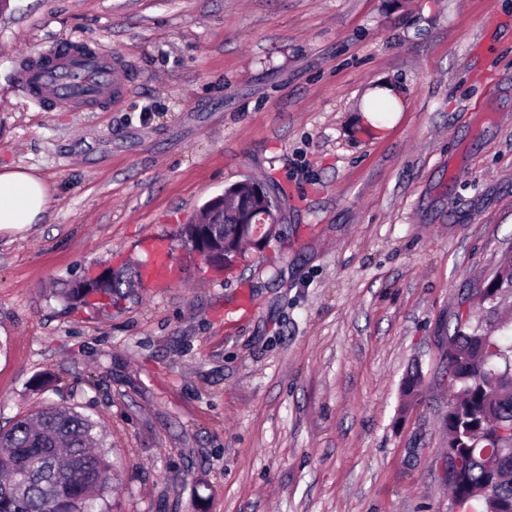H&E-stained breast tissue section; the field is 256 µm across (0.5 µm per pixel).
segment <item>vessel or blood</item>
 I'll return each mask as SVG.
<instances>
[{
  "label": "vessel or blood",
  "instance_id": "vessel-or-blood-1",
  "mask_svg": "<svg viewBox=\"0 0 512 512\" xmlns=\"http://www.w3.org/2000/svg\"><path fill=\"white\" fill-rule=\"evenodd\" d=\"M132 81L128 60L74 40L49 45L31 57L25 69L24 88L36 104L95 112L117 104ZM172 280L170 259L163 251H154L145 286L163 287Z\"/></svg>",
  "mask_w": 512,
  "mask_h": 512
}]
</instances>
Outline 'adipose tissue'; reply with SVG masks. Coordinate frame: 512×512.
Instances as JSON below:
<instances>
[{"instance_id":"obj_1","label":"adipose tissue","mask_w":512,"mask_h":512,"mask_svg":"<svg viewBox=\"0 0 512 512\" xmlns=\"http://www.w3.org/2000/svg\"><path fill=\"white\" fill-rule=\"evenodd\" d=\"M48 199L49 188L38 175L22 167L0 170V231L41 222Z\"/></svg>"}]
</instances>
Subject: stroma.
I'll list each match as a JSON object with an SVG mask.
<instances>
[{
    "mask_svg": "<svg viewBox=\"0 0 512 512\" xmlns=\"http://www.w3.org/2000/svg\"><path fill=\"white\" fill-rule=\"evenodd\" d=\"M66 40L131 59L117 107L29 99L23 56ZM16 166L50 203L0 231V426L45 402L96 421L101 512H448V334L512 253V0H10ZM247 179L288 239L211 271L180 230ZM152 238L168 287L56 298Z\"/></svg>",
    "mask_w": 512,
    "mask_h": 512,
    "instance_id": "obj_1",
    "label": "stroma"
}]
</instances>
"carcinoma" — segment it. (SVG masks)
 I'll use <instances>...</instances> for the list:
<instances>
[{"label":"carcinoma","mask_w":512,"mask_h":512,"mask_svg":"<svg viewBox=\"0 0 512 512\" xmlns=\"http://www.w3.org/2000/svg\"><path fill=\"white\" fill-rule=\"evenodd\" d=\"M236 228L235 217L226 214L216 233L239 246ZM123 287L130 281L115 274L98 292L118 299ZM90 292L75 286L57 296L67 305L82 304ZM509 298L512 255L448 336V480L472 512H512V446L497 460L481 453L495 446L496 426L512 425V322L493 308ZM100 444L90 417L52 405L0 427V512H98L96 501L113 479L107 453L95 450Z\"/></svg>","instance_id":"1"}]
</instances>
